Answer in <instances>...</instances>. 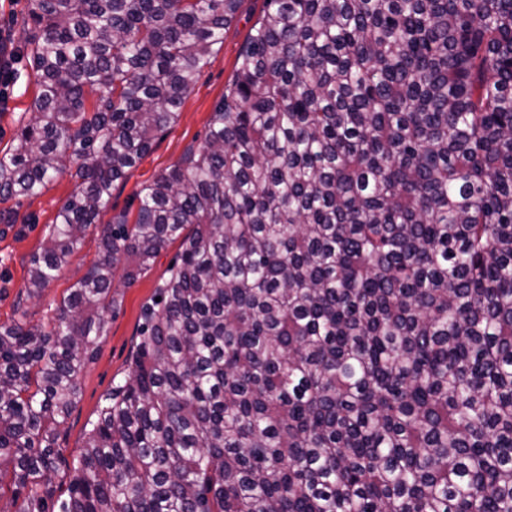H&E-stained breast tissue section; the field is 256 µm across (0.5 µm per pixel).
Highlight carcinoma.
<instances>
[{
    "mask_svg": "<svg viewBox=\"0 0 512 512\" xmlns=\"http://www.w3.org/2000/svg\"><path fill=\"white\" fill-rule=\"evenodd\" d=\"M239 3L30 0L39 93L0 198L76 165L31 294ZM139 197L48 324L0 326L16 512H512V0H266L204 141ZM177 239L61 499L115 277Z\"/></svg>",
    "mask_w": 512,
    "mask_h": 512,
    "instance_id": "1",
    "label": "carcinoma"
}]
</instances>
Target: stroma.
<instances>
[{"label":"stroma","mask_w":512,"mask_h":512,"mask_svg":"<svg viewBox=\"0 0 512 512\" xmlns=\"http://www.w3.org/2000/svg\"><path fill=\"white\" fill-rule=\"evenodd\" d=\"M266 0H241L235 18L225 27L222 43L214 46L207 63L185 96L179 116L167 130L159 133L150 151L116 182L112 199L99 218L107 224L122 213L136 218L137 195L159 174L177 162L190 146L202 142L212 112L235 73L240 53L254 24L262 17ZM29 0H0V29L9 31L19 56L16 82L8 90V100L0 107V151L12 145L20 121L29 120L38 87L26 59L27 40L33 31L28 17ZM75 188L70 173L58 175L41 195L20 199H0V212H14L13 224L0 222V325L18 318L32 324H45L71 288L86 273L98 256V229L89 227L81 248L41 296L27 293L30 259L48 244V227L62 203ZM179 250L178 242L169 243L156 256L150 268L129 286H118L120 303L107 316V332L94 357L78 377L80 397L60 429L61 460L54 478L57 494H66L75 475L77 456L90 422L113 382L128 368L137 341V328L143 306L153 296L159 282L166 278L169 265Z\"/></svg>","instance_id":"obj_1"}]
</instances>
